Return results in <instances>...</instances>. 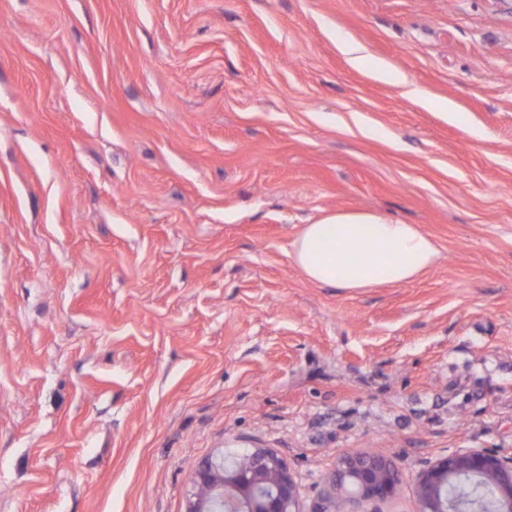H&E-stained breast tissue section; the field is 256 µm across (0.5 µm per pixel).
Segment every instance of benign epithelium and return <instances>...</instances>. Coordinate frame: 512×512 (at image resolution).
I'll return each mask as SVG.
<instances>
[{"label":"benign epithelium","mask_w":512,"mask_h":512,"mask_svg":"<svg viewBox=\"0 0 512 512\" xmlns=\"http://www.w3.org/2000/svg\"><path fill=\"white\" fill-rule=\"evenodd\" d=\"M467 481L489 485L485 503L452 497L448 488ZM335 493L313 512H365L361 505L394 496L401 478L378 453L343 454L333 480ZM418 512H512V455L470 448L429 461L414 479ZM185 512H300L297 483L269 449L247 451L231 470L224 456L203 461Z\"/></svg>","instance_id":"obj_1"}]
</instances>
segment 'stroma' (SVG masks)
I'll return each instance as SVG.
<instances>
[{"label":"stroma","mask_w":512,"mask_h":512,"mask_svg":"<svg viewBox=\"0 0 512 512\" xmlns=\"http://www.w3.org/2000/svg\"><path fill=\"white\" fill-rule=\"evenodd\" d=\"M337 212L440 259L314 284ZM229 448L301 512L345 452L379 512L512 452V0H0V512H185ZM291 247L294 264L308 280L351 291L409 283L439 259L437 244L416 224L368 212H338L306 224ZM333 483L334 495L311 512H335L338 506L342 512H367L361 505L393 497L401 478L394 464L381 454L347 452L339 459Z\"/></svg>","instance_id":"1"}]
</instances>
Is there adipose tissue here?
<instances>
[{
  "mask_svg": "<svg viewBox=\"0 0 512 512\" xmlns=\"http://www.w3.org/2000/svg\"><path fill=\"white\" fill-rule=\"evenodd\" d=\"M290 256L308 280L352 291L409 283L436 266L439 248L417 225L339 212L304 225Z\"/></svg>",
  "mask_w": 512,
  "mask_h": 512,
  "instance_id": "adipose-tissue-1",
  "label": "adipose tissue"
}]
</instances>
